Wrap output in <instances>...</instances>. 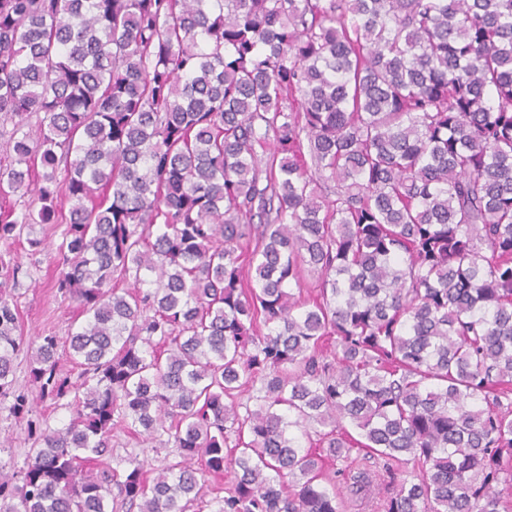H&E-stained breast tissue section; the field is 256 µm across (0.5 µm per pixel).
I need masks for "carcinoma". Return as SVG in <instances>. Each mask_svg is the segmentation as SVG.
Listing matches in <instances>:
<instances>
[{"label": "carcinoma", "mask_w": 512, "mask_h": 512, "mask_svg": "<svg viewBox=\"0 0 512 512\" xmlns=\"http://www.w3.org/2000/svg\"><path fill=\"white\" fill-rule=\"evenodd\" d=\"M0 137L86 316L0 263V512H512V0H0ZM56 230L54 224L34 226L31 237L44 239L45 249L33 255L25 235L16 241H0V257L6 261L20 260L30 275L22 276L15 291L12 290L17 298L21 329L29 340L49 332L67 336L85 321L79 304L72 299H63L54 288L62 268L54 250L58 237ZM18 366L16 370V386L29 395L33 408L40 415L45 423L54 429L62 428L69 423L71 411L65 405L54 404L50 400L39 398L38 388L32 384L29 371L30 361L25 355H21L17 360ZM10 401H0V467L5 471H18L27 461L31 442L25 440L10 411ZM138 427L134 428V426L129 425V428L123 432H119L112 437V465L114 467L122 468L124 466V462L122 459L126 456L127 450L130 448H141L144 451V455L148 457L150 466L147 467L146 478L147 482L151 484L152 479L155 475V470L161 469L168 461L173 460L172 453L169 455L168 453L173 450V448H168L167 450L161 449L158 453L153 451L151 446H158V443L155 444H144L142 443V438L139 436L138 432L135 433L134 430L138 431ZM155 469V470H154Z\"/></svg>", "instance_id": "cac0c4a2"}]
</instances>
